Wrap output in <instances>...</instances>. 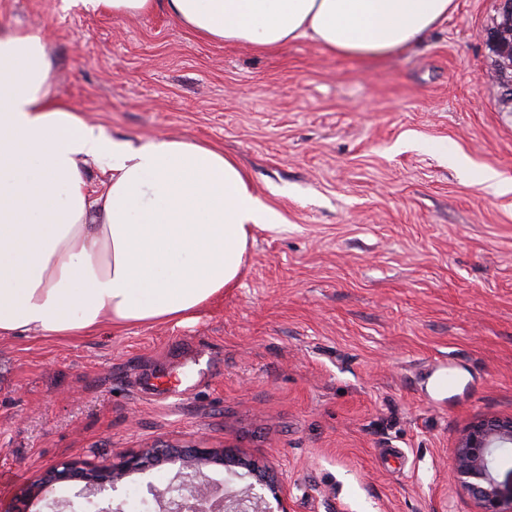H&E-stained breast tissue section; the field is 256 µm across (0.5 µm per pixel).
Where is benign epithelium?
<instances>
[{"label":"benign epithelium","instance_id":"benign-epithelium-1","mask_svg":"<svg viewBox=\"0 0 512 512\" xmlns=\"http://www.w3.org/2000/svg\"><path fill=\"white\" fill-rule=\"evenodd\" d=\"M501 22L492 32L494 46L503 62L512 57V0H499ZM512 448V415L490 417L468 427L456 448L451 480L475 501L477 512H512V469L500 479L499 459ZM177 463L174 477L162 487L148 486L160 512H272L269 499L287 512L282 480L271 470L241 458L233 448L152 446L136 454H119L112 462L90 465L66 461L46 469L32 489L14 499L0 512H30L31 502L50 495L54 486L74 483L95 512H123L111 493L128 475L148 467ZM211 464L247 470L252 481L238 489L226 488L216 495L204 468Z\"/></svg>","mask_w":512,"mask_h":512}]
</instances>
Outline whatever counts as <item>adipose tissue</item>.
I'll return each mask as SVG.
<instances>
[{"mask_svg": "<svg viewBox=\"0 0 512 512\" xmlns=\"http://www.w3.org/2000/svg\"><path fill=\"white\" fill-rule=\"evenodd\" d=\"M81 3L117 17L162 8L200 38L259 53L307 38L366 62L420 40L456 9L455 0ZM55 76L41 32H0V336L183 323L237 286L252 229L277 223V212L223 149L111 134L57 97Z\"/></svg>", "mask_w": 512, "mask_h": 512, "instance_id": "ef3b65f1", "label": "adipose tissue"}]
</instances>
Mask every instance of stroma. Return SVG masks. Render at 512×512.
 <instances>
[{
    "label": "stroma",
    "mask_w": 512,
    "mask_h": 512,
    "mask_svg": "<svg viewBox=\"0 0 512 512\" xmlns=\"http://www.w3.org/2000/svg\"><path fill=\"white\" fill-rule=\"evenodd\" d=\"M499 20L457 0L369 64L206 42L161 9L0 0V30L51 41L86 122L223 148L282 216L185 324L0 338V501L66 460L196 444L276 470L288 512H476L448 479L458 441L512 415V191L477 182L512 184ZM440 372L457 383L430 393Z\"/></svg>",
    "instance_id": "1"
}]
</instances>
